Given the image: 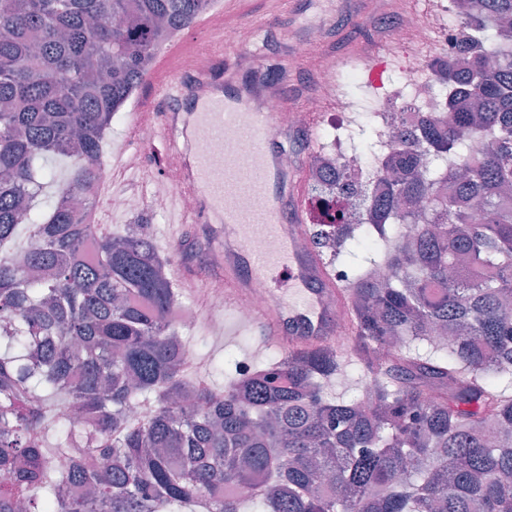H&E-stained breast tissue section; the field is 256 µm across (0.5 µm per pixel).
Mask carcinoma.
<instances>
[{
    "mask_svg": "<svg viewBox=\"0 0 512 512\" xmlns=\"http://www.w3.org/2000/svg\"><path fill=\"white\" fill-rule=\"evenodd\" d=\"M210 3L0 0V512H512V0H450L467 61L441 60L449 121L404 134L394 192L327 182L365 204L310 233L349 271L350 402L327 344L189 377L172 256L60 202L93 207L116 112ZM366 381L367 374L349 356L345 359V376L337 384L335 382L329 392L343 399H352Z\"/></svg>",
    "mask_w": 512,
    "mask_h": 512,
    "instance_id": "carcinoma-1",
    "label": "carcinoma"
}]
</instances>
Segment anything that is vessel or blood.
<instances>
[{
    "mask_svg": "<svg viewBox=\"0 0 512 512\" xmlns=\"http://www.w3.org/2000/svg\"><path fill=\"white\" fill-rule=\"evenodd\" d=\"M195 26L210 33V41L174 35L157 53L149 89L134 115L155 120L183 142L182 180L173 191L195 196L196 223L221 227L224 251L215 269L225 305L247 303L253 284L262 282L270 302L253 316L254 332L281 350L300 351L331 336L345 310L344 292L318 250L296 248L308 232L303 172L284 180L277 163L279 136L268 113L249 108L235 54L225 52L210 17ZM202 54L210 68L200 77L192 63ZM228 134L236 139L234 149L215 156L214 143ZM252 239L263 241V248H245Z\"/></svg>",
    "mask_w": 512,
    "mask_h": 512,
    "instance_id": "obj_1",
    "label": "vessel or blood"
}]
</instances>
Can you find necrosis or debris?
Here are the masks:
<instances>
[{
    "label": "necrosis or debris",
    "instance_id": "obj_1",
    "mask_svg": "<svg viewBox=\"0 0 512 512\" xmlns=\"http://www.w3.org/2000/svg\"><path fill=\"white\" fill-rule=\"evenodd\" d=\"M433 8L442 24L438 29H430L424 21L420 9H412L403 23L391 30L389 42L401 45L406 42L422 45L430 32H437L448 55H456V24L447 20V0H435ZM354 73L336 68L335 65L316 72L313 81L316 92L306 97L298 106H290L278 89L262 91L256 105L270 113L274 128L280 135L302 128L307 115L317 113L324 117V131L327 135L326 151L336 161L337 167L346 169L357 180L367 181L370 189L382 192L389 182L386 173L389 161L402 150L392 129L395 124L414 126L422 113L445 116L447 108L440 93L441 83L438 68L433 57L419 54L407 57L388 91L367 103H352L350 112H364L373 132L381 144L379 152L373 155L352 150L350 144L340 136L341 130L349 121L350 112L328 111V104L339 96L342 82L355 81Z\"/></svg>",
    "mask_w": 512,
    "mask_h": 512
}]
</instances>
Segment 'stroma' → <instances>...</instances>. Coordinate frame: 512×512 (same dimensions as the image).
Wrapping results in <instances>:
<instances>
[{"instance_id":"obj_1","label":"stroma","mask_w":512,"mask_h":512,"mask_svg":"<svg viewBox=\"0 0 512 512\" xmlns=\"http://www.w3.org/2000/svg\"><path fill=\"white\" fill-rule=\"evenodd\" d=\"M405 0H293L289 11L275 23L253 27V41L248 48L249 55L259 69L287 72L288 80L282 91L285 95L302 97L308 90L312 73L320 66L317 58L301 62V44L311 30L321 29L327 59L343 60L348 72L363 71L369 64L362 53L365 45H372L375 55H382L383 48L378 41L390 29L403 21L402 6ZM135 127L131 119L120 118L114 124L108 138L113 144H127L128 150L122 161L111 168L112 186L109 191L97 194L93 208L94 221L120 230L137 221L154 222L157 228L154 241L160 251L174 252L178 243L193 239L194 247L189 261L200 266L213 262V243L207 242L200 225L194 224L190 210H182L181 223H172L170 209L175 206L173 196H166V207L160 211L142 206L122 213L112 211L110 194L124 193L141 199L150 198L160 179L165 159L155 152L153 145L137 144ZM209 283L201 278L191 286L179 289L182 303L198 307L199 316L194 324L183 328L196 361L194 375L208 378L211 385L221 389L226 385L227 372L231 361L255 364L271 354V347H259L258 339L252 335L246 323L241 321L235 310L225 309L221 331L211 327V314L202 307L203 293Z\"/></svg>"}]
</instances>
